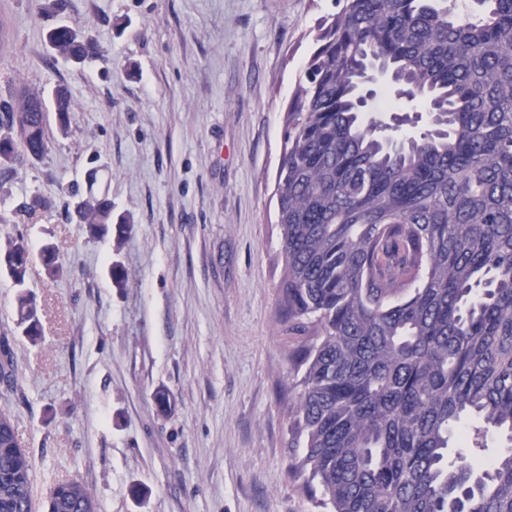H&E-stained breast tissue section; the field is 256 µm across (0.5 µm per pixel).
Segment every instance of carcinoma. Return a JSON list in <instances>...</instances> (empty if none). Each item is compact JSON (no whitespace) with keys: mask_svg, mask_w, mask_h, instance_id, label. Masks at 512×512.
Segmentation results:
<instances>
[{"mask_svg":"<svg viewBox=\"0 0 512 512\" xmlns=\"http://www.w3.org/2000/svg\"><path fill=\"white\" fill-rule=\"evenodd\" d=\"M284 113L275 177L278 323L292 340L288 470L324 512H512V0H337ZM46 40L75 64L96 44L63 23ZM376 61L385 89L419 102L429 129L401 141L361 106ZM397 129L420 118L390 107ZM55 125L71 124L53 92ZM48 107L0 98V176L48 150ZM86 173L76 204L92 238L121 233L112 199ZM29 240L0 242L18 325L41 339L26 289ZM40 259L61 271L56 248ZM15 362L0 338V384ZM497 436L504 451L478 461ZM0 512H98L76 480L36 510L32 463L0 412Z\"/></svg>","mask_w":512,"mask_h":512,"instance_id":"obj_1","label":"carcinoma"}]
</instances>
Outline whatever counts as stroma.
<instances>
[{
    "instance_id": "35a3bbf8",
    "label": "stroma",
    "mask_w": 512,
    "mask_h": 512,
    "mask_svg": "<svg viewBox=\"0 0 512 512\" xmlns=\"http://www.w3.org/2000/svg\"><path fill=\"white\" fill-rule=\"evenodd\" d=\"M0 0V96L68 89L67 135L0 181V240L53 242L26 282L42 336L17 325L0 275V336L15 386L0 388L33 465V494L82 482L99 512H319L288 471V350L275 174L283 117L334 0ZM100 55L55 56L57 23ZM125 217L89 239L64 189L91 163ZM48 205L17 211L33 195ZM122 267L111 284L109 264ZM165 389L164 411L154 400Z\"/></svg>"
}]
</instances>
